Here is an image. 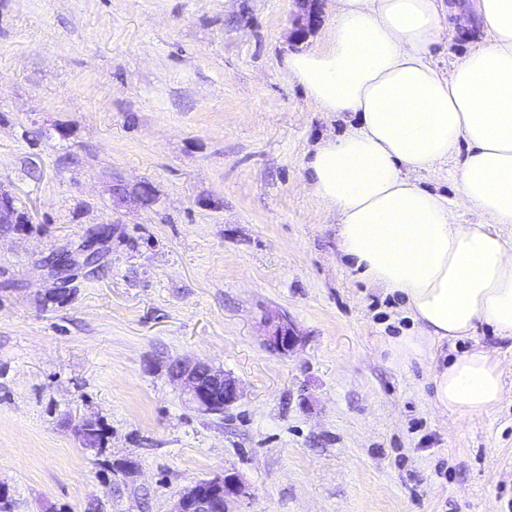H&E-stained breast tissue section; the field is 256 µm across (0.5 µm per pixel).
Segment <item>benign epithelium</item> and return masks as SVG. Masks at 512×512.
<instances>
[{"label": "benign epithelium", "instance_id": "obj_1", "mask_svg": "<svg viewBox=\"0 0 512 512\" xmlns=\"http://www.w3.org/2000/svg\"><path fill=\"white\" fill-rule=\"evenodd\" d=\"M29 220L19 213L14 200L0 193V224H27ZM108 230L93 229L77 252L61 254L59 264L47 266L48 277L55 284H62L77 266L91 269L99 263L103 253V240ZM296 337L288 327L280 326L268 337L273 349L286 353L293 349ZM170 379L177 383L182 393L200 412L216 414L219 407L229 408L241 398L240 384L232 376L201 360L176 359L168 365ZM245 492L238 476L217 475L203 482H196L179 496L171 512H233L232 504Z\"/></svg>", "mask_w": 512, "mask_h": 512}]
</instances>
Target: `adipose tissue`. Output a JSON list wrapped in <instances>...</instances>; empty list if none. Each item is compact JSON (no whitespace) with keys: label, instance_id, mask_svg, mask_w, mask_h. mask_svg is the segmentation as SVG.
Returning a JSON list of instances; mask_svg holds the SVG:
<instances>
[{"label":"adipose tissue","instance_id":"obj_1","mask_svg":"<svg viewBox=\"0 0 512 512\" xmlns=\"http://www.w3.org/2000/svg\"><path fill=\"white\" fill-rule=\"evenodd\" d=\"M475 24L485 40L437 70L431 47ZM283 65L322 111L358 117L317 147L307 188L336 210L354 269L418 323L397 356L428 359L484 322L512 338V245L495 230L512 225V0H336L325 46ZM454 156L455 199L420 185ZM463 210L480 223H460ZM433 381L435 410L462 419L504 394L501 363L482 348L436 365Z\"/></svg>","mask_w":512,"mask_h":512}]
</instances>
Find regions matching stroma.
I'll return each mask as SVG.
<instances>
[{
    "instance_id": "35a3bbf8",
    "label": "stroma",
    "mask_w": 512,
    "mask_h": 512,
    "mask_svg": "<svg viewBox=\"0 0 512 512\" xmlns=\"http://www.w3.org/2000/svg\"><path fill=\"white\" fill-rule=\"evenodd\" d=\"M317 2L311 23L299 0H0V190L31 217L0 231L13 512H171L224 473L246 488L234 512H512V339L482 323L442 342L441 363L495 351L505 392L437 412L433 365L392 354L417 331L404 301L354 270L306 187L316 147L357 122L283 67L323 45L334 0ZM98 225L99 267L49 299L46 257ZM282 323L285 354L267 343ZM178 358L231 374L241 400L190 408Z\"/></svg>"
}]
</instances>
